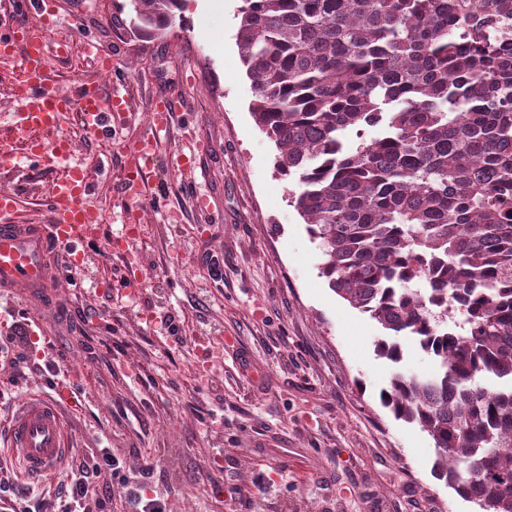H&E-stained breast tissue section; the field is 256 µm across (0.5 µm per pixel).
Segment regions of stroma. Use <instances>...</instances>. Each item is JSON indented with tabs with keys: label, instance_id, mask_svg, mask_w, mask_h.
Masks as SVG:
<instances>
[{
	"label": "stroma",
	"instance_id": "1",
	"mask_svg": "<svg viewBox=\"0 0 512 512\" xmlns=\"http://www.w3.org/2000/svg\"><path fill=\"white\" fill-rule=\"evenodd\" d=\"M126 3L55 0L52 79L66 91L93 76L83 39L95 38L113 53L131 119L109 140L73 116L44 135L69 137L73 163H103L82 200L103 226L85 273L40 312L35 369L0 372L6 403L44 395L56 370L75 375L83 393L64 410L74 458L108 448L123 470L151 464L149 494L167 512H475L433 476L428 434L381 406L392 371L375 352L381 328L320 275L323 253L250 114L241 0H183L182 25L154 39L130 29ZM62 42L68 53L55 56ZM165 96L182 111L168 148L196 165L198 189L162 161L148 191L164 203L145 201L129 236L121 143L147 132ZM51 180L25 163L0 171L20 197L13 222L46 221ZM129 269L135 294L104 292Z\"/></svg>",
	"mask_w": 512,
	"mask_h": 512
}]
</instances>
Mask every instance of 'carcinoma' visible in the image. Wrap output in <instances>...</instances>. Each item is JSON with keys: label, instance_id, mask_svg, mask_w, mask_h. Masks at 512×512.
<instances>
[{"label": "carcinoma", "instance_id": "1", "mask_svg": "<svg viewBox=\"0 0 512 512\" xmlns=\"http://www.w3.org/2000/svg\"><path fill=\"white\" fill-rule=\"evenodd\" d=\"M150 37L182 0H129ZM250 113L435 478L512 512V0H242ZM435 362L401 369L403 342Z\"/></svg>", "mask_w": 512, "mask_h": 512}]
</instances>
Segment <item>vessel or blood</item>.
Here are the masks:
<instances>
[{
	"mask_svg": "<svg viewBox=\"0 0 512 512\" xmlns=\"http://www.w3.org/2000/svg\"><path fill=\"white\" fill-rule=\"evenodd\" d=\"M28 20L0 23V64L17 73L13 92L18 108L11 121V139L25 143L27 162L42 171L65 168L43 199L50 224L0 223V302L12 303L24 295L44 306H55L66 280L85 268V247L96 241L101 228L98 214L84 208L90 187L86 168L69 165L68 139L46 143L41 130L58 127L68 113H76L81 127L93 134H111L129 116V103L117 87L100 80L112 70V53L93 39L85 51L99 74L77 81L74 92L58 91L50 78L46 51L48 33L55 27L53 0H25ZM181 109L177 100L162 98L149 118V130L122 149L127 175L122 194L140 206L168 133ZM71 388L56 389L49 397L19 400L0 429V442L19 459L28 478L36 481L59 474L72 449L62 414Z\"/></svg>",
	"mask_w": 512,
	"mask_h": 512,
	"instance_id": "obj_1",
	"label": "vessel or blood"
}]
</instances>
